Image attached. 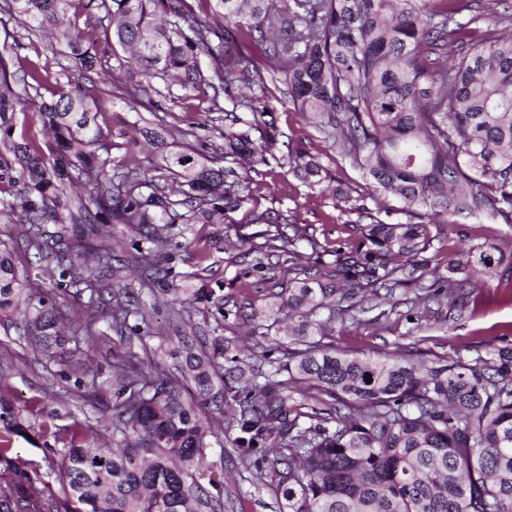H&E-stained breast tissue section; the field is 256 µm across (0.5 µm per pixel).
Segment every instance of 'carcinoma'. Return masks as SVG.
Segmentation results:
<instances>
[{
    "mask_svg": "<svg viewBox=\"0 0 512 512\" xmlns=\"http://www.w3.org/2000/svg\"><path fill=\"white\" fill-rule=\"evenodd\" d=\"M213 1L212 21L199 17ZM66 0H11L9 9L56 34L80 68L105 69L96 35L65 17ZM459 0H100L99 24L127 50L141 79L167 78L201 92L200 55L215 64L225 95L253 83L250 51L259 50L279 76L303 120L392 195L421 224L388 222L358 207L361 239L333 250L335 259L297 288H283L265 318L288 312V342L272 338L262 351L224 336V299L209 288L172 285L169 327L181 362L173 376L147 368L131 351L112 362L106 382L90 372L80 345L105 332L157 336L151 301L172 270L156 249L194 224H224L253 192L250 172L275 157L273 120L259 98L241 101L249 118L233 117L215 157L173 152L154 170L135 160L113 164L98 123L105 101L78 87H59L37 118L45 144L14 137L24 106L0 55V212L20 211L25 261L58 274L56 290L82 315L64 324L55 302L24 294L13 249L0 246V319L44 353L84 378L87 396L112 393L115 448L76 443L62 478L79 512H223L224 471L206 490L196 470L215 430L234 432L239 455L259 478L276 485L287 512H512V344L471 360L360 358L318 340L333 324L367 312V296L392 297L415 285L407 321L461 310L475 288L471 271L497 274L501 250L487 244L466 260L427 256L428 225L491 209L512 221V34L501 17H461ZM302 178L318 174L313 159L287 151ZM179 184L180 200L166 181ZM274 224L273 253L297 256L306 239L295 223ZM108 224H134L131 249L140 270L102 241ZM445 265L446 273L437 268ZM195 310L213 318L214 335L185 328ZM10 367L0 362V512H59L37 477L21 470L11 436L26 437L9 392ZM216 416L201 417L182 386Z\"/></svg>",
    "mask_w": 512,
    "mask_h": 512,
    "instance_id": "1",
    "label": "carcinoma"
}]
</instances>
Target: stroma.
<instances>
[{"label":"stroma","instance_id":"1","mask_svg":"<svg viewBox=\"0 0 512 512\" xmlns=\"http://www.w3.org/2000/svg\"><path fill=\"white\" fill-rule=\"evenodd\" d=\"M3 45L12 50L13 71L20 73L35 66L46 75L40 90L42 98H50L56 87L68 82L76 83L83 77L92 80L95 94L107 102L99 123L112 144L111 155L116 162L131 153L147 165L156 163L164 153L202 149L219 141L224 131V118L214 119L209 114L212 102H219L226 111L234 107L232 97L215 100L207 92L189 97L180 86L160 79L142 86L133 101L97 71L82 76L74 69L62 70L65 45L48 32L29 29L24 18L7 11L6 0H0V46ZM255 82L265 87L264 102L274 117L277 160L262 167L255 178L259 191L232 213L231 224L196 225L198 237L211 244L207 259H200L192 248L165 245L160 249L163 266L176 274H192V287L204 285L221 290L227 315L224 334L238 337L240 344L249 348L265 345L267 337L285 336L286 326L279 323L269 328L267 336H251L243 322L245 315L260 309L270 291L295 287L304 272L316 271L331 262L330 251L337 243L360 239L359 217L341 210V193H349L352 200L369 209L388 211L390 221H420L419 216L402 212L397 200L375 198L371 181L295 112L270 68H260ZM158 123L171 130L163 145H128L133 126ZM188 126L196 132L195 138L189 140L179 134ZM291 148L304 151L319 162L318 180L306 183L294 175L285 157ZM266 211L281 213L306 227L318 241L319 250L300 244V256L292 260L274 256L265 259L251 251L245 237L258 232L253 219ZM430 236L431 253L446 258L460 248L486 242L496 243L505 257H512V223L483 211L455 216L448 224L431 225ZM474 281L477 289L468 306L463 312L451 313L446 322L431 321L414 329L393 314L376 323L347 320L336 323L326 341L363 357L415 354L427 361L449 356L470 360L493 347L512 344V271L503 266L495 276L478 275ZM0 361L12 368L9 384L16 412L37 428L33 438H13V453L22 468L46 484L60 512H73L75 503L61 475L69 442L67 432L80 422L86 426L85 442L104 444L109 418L106 404L83 397L74 380L61 378L58 365L46 362L17 336L14 328L4 324L0 325ZM234 439L231 432L209 437V448L200 466L204 474L223 471L224 512H280L282 499L270 480L258 479L253 464L238 456Z\"/></svg>","mask_w":512,"mask_h":512}]
</instances>
